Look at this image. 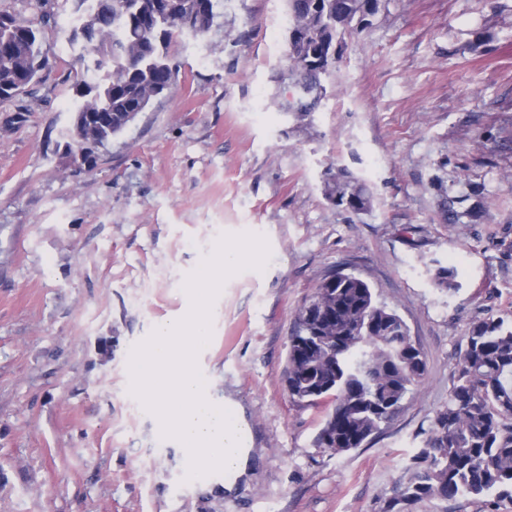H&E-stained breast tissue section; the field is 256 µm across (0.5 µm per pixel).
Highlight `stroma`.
Returning <instances> with one entry per match:
<instances>
[{
    "instance_id": "stroma-1",
    "label": "stroma",
    "mask_w": 512,
    "mask_h": 512,
    "mask_svg": "<svg viewBox=\"0 0 512 512\" xmlns=\"http://www.w3.org/2000/svg\"><path fill=\"white\" fill-rule=\"evenodd\" d=\"M0 12L51 17L42 80L0 102V512H386L470 327L512 319V0H382L302 117L287 0H220L203 38L172 43L176 84L88 166L64 137L74 0ZM330 166L366 184L368 212L325 198ZM245 232L270 260L227 279L202 356L252 437L228 493L186 480L128 395L127 360L183 310L217 238ZM441 266L455 290L434 285ZM330 271L367 281L426 360L393 420L343 453L316 447L324 411L284 381L296 312ZM405 512H512V498Z\"/></svg>"
}]
</instances>
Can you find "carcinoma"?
Segmentation results:
<instances>
[{"label":"carcinoma","mask_w":512,"mask_h":512,"mask_svg":"<svg viewBox=\"0 0 512 512\" xmlns=\"http://www.w3.org/2000/svg\"><path fill=\"white\" fill-rule=\"evenodd\" d=\"M80 23L69 37L83 72L68 136L105 144L134 113L146 111L178 78L170 53L177 35L203 36L218 0H75ZM288 57L300 98L336 63V43L355 32L354 20L375 14L379 0H288ZM47 64L37 30L0 12V99L34 86ZM327 200L368 211L367 186L344 169H328ZM426 363L396 311L379 302L353 273L323 278L299 308L288 348L286 388L295 403L322 407L316 445L336 438L335 452L361 447L386 426L422 382ZM401 490L407 502L452 500L493 490L512 496V320L474 323L457 365L448 405L437 413L411 458Z\"/></svg>","instance_id":"1"}]
</instances>
